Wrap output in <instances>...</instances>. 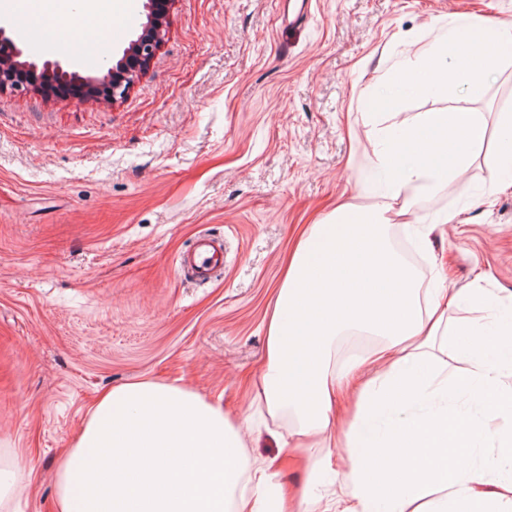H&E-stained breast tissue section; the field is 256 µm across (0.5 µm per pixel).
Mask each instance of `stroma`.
I'll list each match as a JSON object with an SVG mask.
<instances>
[{
	"instance_id": "35a3bbf8",
	"label": "stroma",
	"mask_w": 512,
	"mask_h": 512,
	"mask_svg": "<svg viewBox=\"0 0 512 512\" xmlns=\"http://www.w3.org/2000/svg\"><path fill=\"white\" fill-rule=\"evenodd\" d=\"M512 20V0H174L164 43L116 103L0 93V459L10 512H56L55 473L97 398L143 377L220 400L250 459L292 492L307 481L253 402L266 314L305 225L378 193L365 173L381 129L425 112L480 113L488 135L414 215L457 211L421 285L480 280L512 296V187L490 167L512 111V58L480 94L433 96L399 77L438 22ZM224 240L206 283L178 260L199 232ZM18 479L19 476L13 465L11 463L2 464L0 460V510L7 507L10 497L17 491Z\"/></svg>"
}]
</instances>
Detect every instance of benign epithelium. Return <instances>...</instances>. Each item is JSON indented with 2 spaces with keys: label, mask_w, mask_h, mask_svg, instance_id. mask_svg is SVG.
Here are the masks:
<instances>
[{
  "label": "benign epithelium",
  "mask_w": 512,
  "mask_h": 512,
  "mask_svg": "<svg viewBox=\"0 0 512 512\" xmlns=\"http://www.w3.org/2000/svg\"><path fill=\"white\" fill-rule=\"evenodd\" d=\"M172 0H145L146 22L115 64L97 76L84 77L57 60L18 63L21 50L10 31L0 25V93L57 90L84 101L95 96L107 101L124 98L156 57L165 39L166 15Z\"/></svg>",
  "instance_id": "benign-epithelium-1"
}]
</instances>
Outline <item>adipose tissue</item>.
<instances>
[{
    "mask_svg": "<svg viewBox=\"0 0 512 512\" xmlns=\"http://www.w3.org/2000/svg\"><path fill=\"white\" fill-rule=\"evenodd\" d=\"M512 23L449 16L439 42L407 58L402 80L439 94L494 81ZM477 112H425L389 127L368 170L381 193L310 225L289 257L266 322L258 400L292 417L281 447L312 453L340 431L341 494L324 512H512V320L483 288L422 290L387 229L409 192L443 190L483 144ZM467 303L487 322L449 327ZM357 330L380 340L337 367V339ZM454 343L470 367L444 371L437 346ZM467 421L464 452L451 451ZM242 423L220 401L150 379L104 393L56 475L57 512H285L281 486L244 454Z\"/></svg>",
    "mask_w": 512,
    "mask_h": 512,
    "instance_id": "ef3b65f1",
    "label": "adipose tissue"
}]
</instances>
